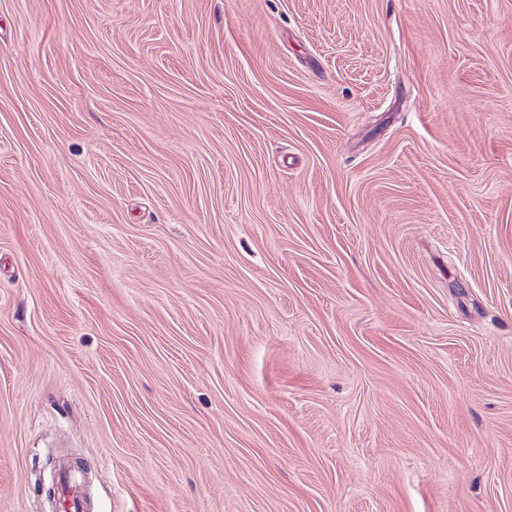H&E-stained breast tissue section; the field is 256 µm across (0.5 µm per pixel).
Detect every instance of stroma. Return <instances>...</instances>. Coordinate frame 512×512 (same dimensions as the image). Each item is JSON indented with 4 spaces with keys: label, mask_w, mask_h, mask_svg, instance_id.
<instances>
[{
    "label": "stroma",
    "mask_w": 512,
    "mask_h": 512,
    "mask_svg": "<svg viewBox=\"0 0 512 512\" xmlns=\"http://www.w3.org/2000/svg\"><path fill=\"white\" fill-rule=\"evenodd\" d=\"M512 512V0H0V512ZM80 476V473L73 471H66L63 474L59 493L61 499L59 512H85L86 504L79 486Z\"/></svg>",
    "instance_id": "1"
}]
</instances>
